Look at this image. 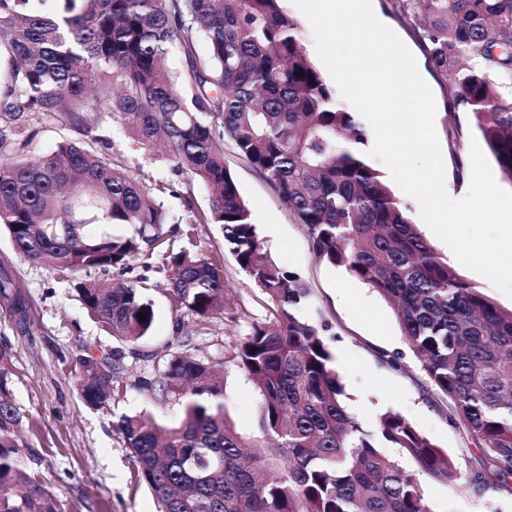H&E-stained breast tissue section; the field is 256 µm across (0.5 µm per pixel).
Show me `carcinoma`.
I'll list each match as a JSON object with an SVG mask.
<instances>
[{
  "label": "carcinoma",
  "mask_w": 512,
  "mask_h": 512,
  "mask_svg": "<svg viewBox=\"0 0 512 512\" xmlns=\"http://www.w3.org/2000/svg\"><path fill=\"white\" fill-rule=\"evenodd\" d=\"M43 2L0 0V112H62L83 138L37 155L25 140L0 161V226L15 253L78 278L124 270L157 241L149 231L164 223L163 204L95 148L101 139L84 114L103 112L144 147L162 138L177 169L210 188L208 211L187 203L189 221L222 227L224 249L271 304L233 356L260 396L254 435L224 413L222 358L185 350L139 381L179 409L169 423L138 414L118 423L158 512H433L425 477L512 498V309L462 279L412 224L281 0H64L60 17ZM400 2L405 18L421 22L432 67L447 80L449 117L471 115L512 182V0ZM174 52L188 64L179 80L168 67ZM226 138L305 226L318 258L393 306L430 386L450 402L468 474L396 411L380 413L373 431L350 416L324 327L298 313L310 288L264 250L225 162ZM95 224L133 231L93 233ZM165 260L176 310L221 311L224 280L208 258L180 251ZM78 291L115 340L135 344L151 330L153 308L134 283L80 282ZM0 301L25 309L4 266ZM11 356L1 344L0 512H57L53 491L25 469ZM121 360L118 350L77 359L87 407H108Z\"/></svg>",
  "instance_id": "cac0c4a2"
}]
</instances>
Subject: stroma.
Masks as SVG:
<instances>
[{"label": "stroma", "instance_id": "35a3bbf8", "mask_svg": "<svg viewBox=\"0 0 512 512\" xmlns=\"http://www.w3.org/2000/svg\"><path fill=\"white\" fill-rule=\"evenodd\" d=\"M395 0H372L375 13L414 54L419 72L436 102L435 127L445 164L446 182L458 185L457 163H469L472 138L478 137L470 114H450L446 81L430 64L413 25L401 19ZM107 152L129 175L150 187L164 189L170 223L160 225L163 250L186 249L207 257L224 278V310L208 319L177 312L167 291L171 271L160 252H143L121 272L87 271L83 279L101 282L121 278L137 284L152 302L155 320L139 343L119 346L84 308L77 292L61 274L39 262L18 256L9 236L0 231V265L8 267L27 301L25 318L0 303V342L9 343L11 400L23 415L22 440L28 468L54 492L58 512H157L152 495L134 473L123 435L117 425L123 415L144 414L160 422L173 421L176 407H159L137 386L139 378L162 371L170 355L190 341L197 356L224 355V410L244 435L256 431L260 397L232 356L254 323L269 316L270 303L224 248L217 224L182 222L185 201L198 211L208 210L210 195L198 182L176 171L159 148L145 149L109 119L88 113ZM77 133L64 116L31 113L16 121L0 113V158L29 139L31 152L51 150ZM225 161L237 187L249 204L253 222L272 258L298 273L309 285L311 298L299 314L327 325L326 339L345 385L350 415L365 429H374L378 415L392 409L403 414L440 448L464 463L466 441L448 419L446 400L429 386L420 362L405 342L390 305L374 290L331 266L314 253L307 232L264 178L241 160L232 145L224 147ZM122 349L125 371L119 392L108 409L86 407L74 376L76 356H100ZM394 356L396 365L386 363ZM434 512H512V502L497 503L493 491L476 495L459 484H426Z\"/></svg>", "mask_w": 512, "mask_h": 512}]
</instances>
